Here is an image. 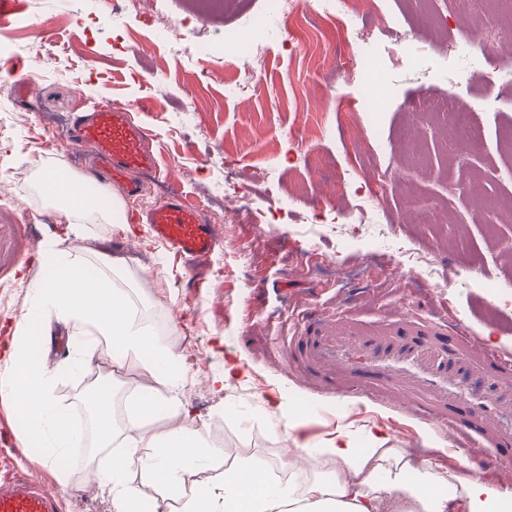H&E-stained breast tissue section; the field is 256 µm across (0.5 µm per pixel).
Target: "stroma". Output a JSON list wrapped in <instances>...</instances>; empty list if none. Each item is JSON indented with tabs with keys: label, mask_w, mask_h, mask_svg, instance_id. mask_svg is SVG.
Returning a JSON list of instances; mask_svg holds the SVG:
<instances>
[{
	"label": "stroma",
	"mask_w": 512,
	"mask_h": 512,
	"mask_svg": "<svg viewBox=\"0 0 512 512\" xmlns=\"http://www.w3.org/2000/svg\"><path fill=\"white\" fill-rule=\"evenodd\" d=\"M383 2L378 17L365 13L363 0H348L360 24L377 32L361 46L321 14L316 0H300L285 20L268 15L267 0H239L234 13L204 21L198 0H19L17 20L0 26V348L24 329L32 294L21 275L41 274L34 262L41 242L30 226L40 229L42 242L130 255L126 286L141 319L175 350L178 401L219 449L214 468L256 458L280 478L279 459L293 445L282 416L291 409L314 457L312 476L327 478L336 463L322 449L337 425L359 432L375 423L389 427V447L429 459L437 474L455 473L444 495L452 500L449 512H465L461 477L500 483L512 501V446L451 462L437 451L441 438L432 428L384 404L321 389L284 360L298 320L341 311L355 326L371 328L399 309L455 324L478 345L512 356V223L499 217L512 202V157L497 148L502 131L512 128L508 35L492 37L503 82L475 83L468 94L467 113L481 138L457 153L448 137L457 104L444 114L423 106L447 98L450 78L487 69V57L454 22L462 8L480 10L481 0ZM145 14L171 25L181 50L144 29ZM262 18L271 30L262 60L231 61L225 30L246 32ZM200 36L210 53L193 51ZM367 63L386 72L376 117L336 106L359 95L347 65ZM22 75L33 84L24 96L16 92ZM86 98L128 109L147 128L179 197L219 236L215 251L179 262L147 225L127 224L131 212L163 200L156 181L141 198L122 199L108 223L59 222L34 174L57 167L79 174L68 156V125ZM378 145L399 168L384 199L382 224L394 244L388 252L372 231L345 237L353 226L350 201L369 177ZM227 183L235 197H215ZM414 199L431 203V223L410 220ZM228 211L235 216L229 232ZM255 211L266 212L268 223H254ZM144 290L151 299L141 298ZM228 362L243 372L226 389L213 387ZM95 379L127 393L142 382V366L130 356L114 370L98 359L61 370L55 402L76 422L87 420L82 393ZM0 427L10 447L22 451L18 471L54 488L62 512H111L106 492L82 481L87 464L111 469V451L90 458L73 448L51 472L37 463V449L24 446L23 426L3 401Z\"/></svg>",
	"instance_id": "1"
}]
</instances>
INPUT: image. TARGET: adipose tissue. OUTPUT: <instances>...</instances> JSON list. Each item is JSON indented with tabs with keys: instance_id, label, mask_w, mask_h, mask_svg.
Returning a JSON list of instances; mask_svg holds the SVG:
<instances>
[{
	"instance_id": "obj_1",
	"label": "adipose tissue",
	"mask_w": 512,
	"mask_h": 512,
	"mask_svg": "<svg viewBox=\"0 0 512 512\" xmlns=\"http://www.w3.org/2000/svg\"><path fill=\"white\" fill-rule=\"evenodd\" d=\"M54 209L65 223L82 225L91 216L106 218V207L94 198L76 197L65 190L54 194ZM39 266L46 276L29 279L33 293L25 317L37 337H18L0 353V397L11 404L22 421V436L40 450V461L55 468L58 460L79 446L71 413L54 400L57 372L50 362L54 333L69 330L70 364L81 367L95 356L117 363L126 355L138 357L144 381L130 405L123 430H116L115 393L104 390L91 419L95 445L120 451L109 473L87 470L86 481L103 486L112 512H380L393 500L394 512H438L430 487L435 480L426 461H406L388 447L385 427L368 428L370 447H356L349 427L341 426L324 453L335 460L332 479L311 477L303 466H291L292 478L280 483L268 478L265 466L242 459L225 466L202 483L188 482L189 472L205 466L215 454L205 439L204 426L195 424L189 408L177 406L172 392L179 376L172 367L173 348L151 332L133 308L128 289L120 281L130 267L127 257L98 253V271H91L81 251L40 250ZM150 417L179 418V425L144 434L142 423ZM138 467L139 484L126 478ZM152 494H145V487Z\"/></svg>"
}]
</instances>
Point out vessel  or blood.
Masks as SVG:
<instances>
[{
  "label": "vessel or blood",
  "mask_w": 512,
  "mask_h": 512,
  "mask_svg": "<svg viewBox=\"0 0 512 512\" xmlns=\"http://www.w3.org/2000/svg\"><path fill=\"white\" fill-rule=\"evenodd\" d=\"M71 151L90 153L131 198L144 191L142 174H164L125 109L85 107ZM146 221L169 251L189 260L219 244L197 208L177 196L149 208ZM475 351L468 333L451 327L442 334L400 312L361 337L343 317L304 322L286 357L305 360L312 378L337 393L391 400L448 429L449 455L467 456L474 438L512 437V361L487 351L475 360ZM0 512H62L61 499L43 483L15 476L10 457L1 456Z\"/></svg>",
  "instance_id": "b4317fda"
}]
</instances>
